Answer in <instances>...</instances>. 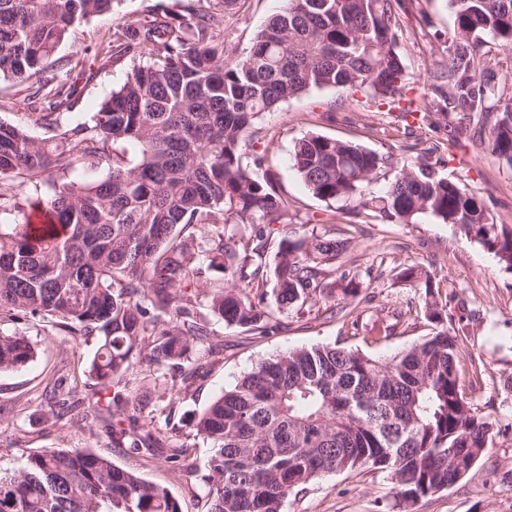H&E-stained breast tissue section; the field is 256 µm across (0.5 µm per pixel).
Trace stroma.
I'll return each mask as SVG.
<instances>
[{
  "mask_svg": "<svg viewBox=\"0 0 512 512\" xmlns=\"http://www.w3.org/2000/svg\"><path fill=\"white\" fill-rule=\"evenodd\" d=\"M155 0H121L116 14H104L75 24L59 51L68 65L84 54L98 52L91 71L77 80L75 103L62 109L60 121L74 126L130 69L128 61L113 62L99 53L104 34L118 21L144 16ZM286 0H235L226 11L224 46L247 53L256 33L279 13ZM455 15L448 0H403L398 52L408 77L406 96L415 105L430 102L433 73L448 61V34ZM31 81H0V122L25 125L38 139L49 129L40 119L47 102L30 103ZM484 115L471 114L461 123L460 136L448 133L440 111L421 113L418 120H402L399 112H373L360 94L344 87L313 89L264 113L258 124L267 138L256 152L267 155L266 169L290 202L287 223L273 237L305 238L322 232L328 215L336 217V235L350 241L325 278L338 291L335 317H326L323 303L277 314L278 326L268 334H253L229 326L213 315L207 303L194 314L208 323L210 341L223 345L220 356L199 350L196 380L178 394H170L161 371L142 379L158 408L154 422L167 430L169 441L152 462H144L126 444H115L102 422H71L49 415L53 384L72 382L93 387L86 374L95 346L52 328L39 318L0 319V333L21 332L35 343L37 355L26 367L0 372V467L19 468L26 456L42 448L93 450L113 464L138 472L166 487L182 512H207L202 477L208 445L189 424L222 391L259 362L294 349L336 345L387 359L447 328L460 346V384L474 412L491 421L494 436L470 473L443 492L398 505L387 472L355 470L329 473L299 494L289 495L284 512H512V272L500 267L493 254L449 224L425 216L415 224H388L375 217L334 214L333 204L315 197L293 167L296 141L310 134L361 145L399 161L424 157L440 175L483 198L494 222L512 229V168L493 156L479 137ZM416 267L431 275L432 294L402 282L400 273ZM351 271L359 288L356 296L341 293L342 271ZM435 298L441 320L429 318L428 298ZM391 337H382V325ZM194 450L186 468L175 467L168 456L178 446Z\"/></svg>",
  "mask_w": 512,
  "mask_h": 512,
  "instance_id": "stroma-1",
  "label": "stroma"
}]
</instances>
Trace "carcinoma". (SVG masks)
I'll use <instances>...</instances> for the list:
<instances>
[{"label":"carcinoma","mask_w":512,"mask_h":512,"mask_svg":"<svg viewBox=\"0 0 512 512\" xmlns=\"http://www.w3.org/2000/svg\"><path fill=\"white\" fill-rule=\"evenodd\" d=\"M116 0H0V79L38 77L30 94L60 108L77 91L70 70L48 62L77 22L113 10ZM176 11L157 0L141 19L118 23L112 59L132 68L89 122L38 140L0 122V179L23 173L53 185L46 221L0 223V315L38 317L71 336L97 341L84 396L117 440L152 459L166 433L140 424L148 396L129 388L141 365L167 366L185 389L198 374L194 356L210 335L191 307L204 299L215 317L265 334L274 315L267 292L253 293L274 262L272 296L290 310L328 298L324 277L349 247L331 231L286 237L268 253L273 225L290 203L259 175L266 158L242 163L266 138L256 121L311 89L347 87L376 111L405 101L397 52L400 0H287L257 33L248 54L218 41L224 11ZM455 27L448 64L430 89L442 112L497 113L486 141L512 167V97L494 70L479 68L487 40L512 48V0H449ZM294 167L313 195L350 212L359 207L399 224L424 215L450 224L512 271V231L484 201L422 159L391 155L322 135L300 139ZM109 161L94 182L67 180L78 167ZM387 179L384 190L370 184ZM207 227L197 240L193 228ZM226 279L210 283L205 268ZM35 345L0 334V372L24 367ZM460 350L448 330L382 361L358 350L317 345L259 363L191 419L210 443L202 480L208 512H283L292 493L333 472H388L399 502L441 492L468 474L491 443L493 423L462 394ZM0 512H182L160 485L84 449L45 448L22 467L0 470Z\"/></svg>","instance_id":"1"}]
</instances>
